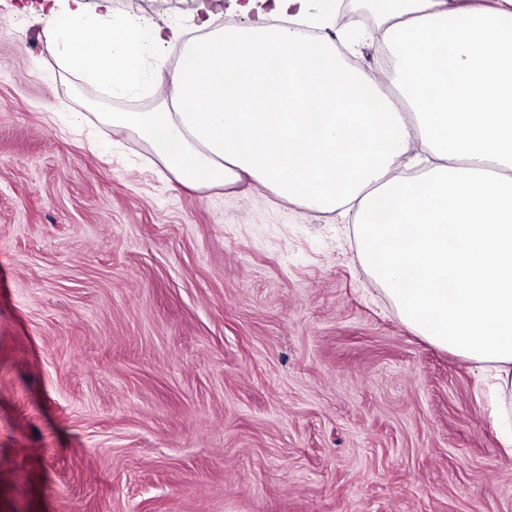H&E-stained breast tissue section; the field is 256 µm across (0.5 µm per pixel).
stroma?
Instances as JSON below:
<instances>
[{"mask_svg": "<svg viewBox=\"0 0 512 512\" xmlns=\"http://www.w3.org/2000/svg\"><path fill=\"white\" fill-rule=\"evenodd\" d=\"M0 0V512H512L473 365L364 270L352 219L179 184ZM218 26L209 0L114 15Z\"/></svg>", "mask_w": 512, "mask_h": 512, "instance_id": "stroma-1", "label": "stroma"}]
</instances>
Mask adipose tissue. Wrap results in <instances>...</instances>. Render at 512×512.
I'll return each instance as SVG.
<instances>
[{"label":"adipose tissue","instance_id":"1","mask_svg":"<svg viewBox=\"0 0 512 512\" xmlns=\"http://www.w3.org/2000/svg\"><path fill=\"white\" fill-rule=\"evenodd\" d=\"M247 24H158L112 0H52L50 53L114 97L162 90L146 112H107L176 181L242 176L317 211L354 215L359 256L400 320L489 380L512 455V0H390L378 36L384 93L309 0H241ZM181 43L168 72L151 57Z\"/></svg>","mask_w":512,"mask_h":512}]
</instances>
